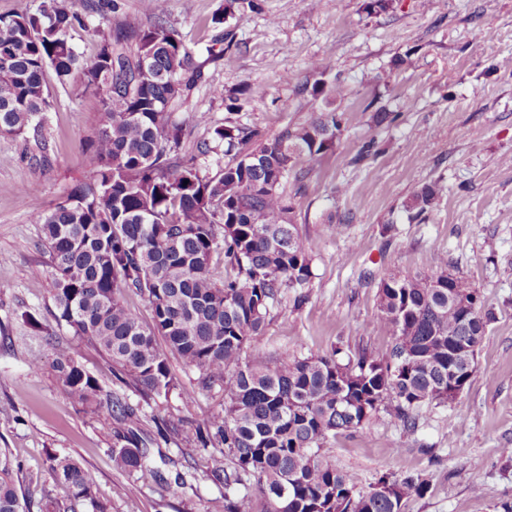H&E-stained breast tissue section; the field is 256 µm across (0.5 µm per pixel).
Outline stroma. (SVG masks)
I'll list each match as a JSON object with an SVG mask.
<instances>
[{
	"label": "stroma",
	"mask_w": 512,
	"mask_h": 512,
	"mask_svg": "<svg viewBox=\"0 0 512 512\" xmlns=\"http://www.w3.org/2000/svg\"><path fill=\"white\" fill-rule=\"evenodd\" d=\"M366 3L239 0L219 28L213 19L225 15L226 0H153L152 15L205 61L203 81L177 109L189 147L207 136L198 112L215 125L257 128L271 142L326 111L295 86L315 62L332 61L327 82L347 88L331 106L344 113L343 130L333 151L303 160L304 191L291 176L282 184L312 250L310 298L298 307L282 293L244 356H347L365 347L388 357L393 336L378 316L384 270L430 276L445 267L465 277L492 315L469 385L451 403L422 406L414 429L380 412L363 429L329 437L323 452L361 492L385 473L426 479L429 493L410 497L404 512H497L512 501L504 454L512 448V0H389L380 12ZM221 28L231 44H214ZM46 82L50 164L32 160L22 137L0 133V448L19 462L24 487L60 500L66 492L47 473L55 454L81 465L111 512H224V488L207 477L193 441L199 415L223 409L222 388L189 404L144 406L149 463L165 478L144 485L114 468L116 436L103 415L69 398L50 368L28 365L35 331L56 328L41 227L30 214L91 181L86 147L102 112L95 95L61 87L51 73ZM245 83L252 96L228 112L225 96ZM369 102L394 121L375 125ZM369 137L381 153L353 164ZM427 184L440 196L412 218L407 205ZM26 310L35 324L22 322ZM179 471L186 483L178 487Z\"/></svg>",
	"instance_id": "obj_1"
}]
</instances>
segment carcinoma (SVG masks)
Listing matches in <instances>:
<instances>
[{
	"label": "carcinoma",
	"instance_id": "1",
	"mask_svg": "<svg viewBox=\"0 0 512 512\" xmlns=\"http://www.w3.org/2000/svg\"><path fill=\"white\" fill-rule=\"evenodd\" d=\"M142 9L146 21L115 24L100 0H48L37 15H0L1 133L32 140L38 161H48L49 69L60 85L98 96L103 107L86 153L92 181L32 214L49 254L58 329L101 352L146 403L174 393L193 400L171 372L172 356L198 371L201 388H224V409L194 428L210 476L224 484V512H403L409 497L427 494L425 480L385 473L360 492L322 448L381 410L412 430L421 406L454 400L452 373L470 382L488 322L477 289L445 267L431 277L390 269L379 285L380 315L394 337L388 358L361 348L345 363L287 352L244 360L282 291L294 292L299 305L309 299L311 251L281 184L293 170L304 188L299 163L335 147L343 114L321 112L271 143L256 128L212 126L199 114L209 138L188 154L175 104L202 81V63L176 29L149 18L152 0H142ZM91 14L100 18L92 29ZM79 29L97 38L88 60L73 42ZM329 71L327 63L314 66L319 79L302 91L314 100L344 96L340 85L326 89ZM221 146L228 160L215 176H201L196 155ZM380 152L366 140L354 162ZM438 193L435 184L418 190L413 217ZM216 255L224 259L220 281L212 273ZM127 291L146 298L151 325L124 304ZM41 341L65 393L122 427L124 442L112 446L115 468L140 483L164 481L137 437L143 410L103 386L63 338ZM48 473L68 492L49 502L52 512H110L72 458L49 457ZM14 474L11 454L0 448V512H30L33 494Z\"/></svg>",
	"mask_w": 512,
	"mask_h": 512
}]
</instances>
